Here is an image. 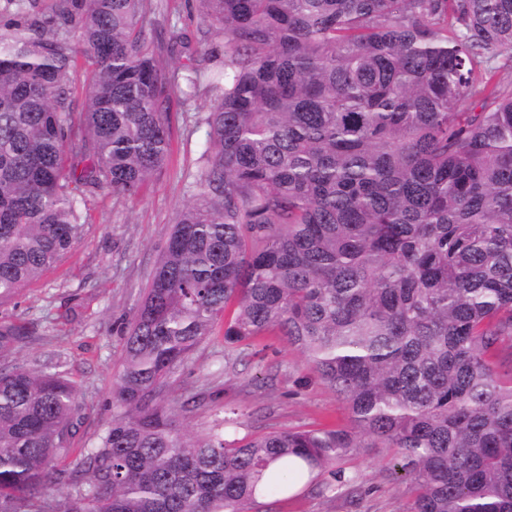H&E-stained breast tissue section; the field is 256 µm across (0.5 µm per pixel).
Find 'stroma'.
I'll return each mask as SVG.
<instances>
[{"label":"stroma","mask_w":512,"mask_h":512,"mask_svg":"<svg viewBox=\"0 0 512 512\" xmlns=\"http://www.w3.org/2000/svg\"><path fill=\"white\" fill-rule=\"evenodd\" d=\"M154 10L148 40L177 26L196 31L194 0H150ZM171 156L164 169L134 197L104 188L81 206L84 232L75 247L22 295L0 304V320L34 324L40 339L21 355L37 363L58 361L80 386L83 423L74 447H91L112 422V385L121 370L129 320L163 250L179 208L195 191L201 168L206 116L204 108L170 99ZM202 393L217 396L216 405L191 417L193 431L212 425L218 411L235 410L233 438L273 431L347 428L351 412L345 400L313 371L300 350L270 332L245 342L232 361L224 359V338L204 340L173 377V398ZM389 452L359 448L335 467L355 479V492L337 486L322 492L315 479L297 494L277 497L272 512H409L411 483L389 477Z\"/></svg>","instance_id":"stroma-1"}]
</instances>
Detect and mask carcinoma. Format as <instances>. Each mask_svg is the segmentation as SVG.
<instances>
[{
	"label": "carcinoma",
	"instance_id": "carcinoma-1",
	"mask_svg": "<svg viewBox=\"0 0 512 512\" xmlns=\"http://www.w3.org/2000/svg\"><path fill=\"white\" fill-rule=\"evenodd\" d=\"M5 2L0 304L80 239L87 196L160 173L172 93L210 105L92 447H71L76 383L18 360L35 329L0 321V512H253L315 472L353 481L333 467L354 448L389 450L410 512H512L491 363L512 357V0H196V34L156 44L144 0ZM221 325L226 362L285 336L354 427L190 430L170 379Z\"/></svg>",
	"mask_w": 512,
	"mask_h": 512
}]
</instances>
